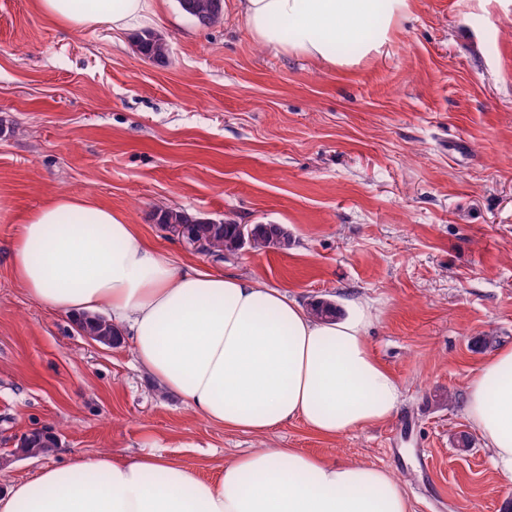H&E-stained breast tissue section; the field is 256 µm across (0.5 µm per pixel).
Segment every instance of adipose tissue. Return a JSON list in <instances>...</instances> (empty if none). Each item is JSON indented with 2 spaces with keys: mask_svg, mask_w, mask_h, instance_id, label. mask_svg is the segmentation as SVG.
<instances>
[{
  "mask_svg": "<svg viewBox=\"0 0 512 512\" xmlns=\"http://www.w3.org/2000/svg\"><path fill=\"white\" fill-rule=\"evenodd\" d=\"M79 30L156 24L164 0H34ZM266 47L348 68L357 44L381 53L408 0H236ZM8 244L24 293L66 316L103 313L129 337L137 366L208 422L270 434L287 422L335 438L390 421L401 390L368 343L373 317L353 303L324 321L259 280L176 264L169 249L87 194H61L19 220ZM464 413L512 480V347L470 376ZM0 512H412L398 479L372 464L289 448L254 449L215 478L156 453L75 455L0 492Z\"/></svg>",
  "mask_w": 512,
  "mask_h": 512,
  "instance_id": "obj_1",
  "label": "adipose tissue"
}]
</instances>
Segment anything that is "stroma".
<instances>
[{
	"mask_svg": "<svg viewBox=\"0 0 512 512\" xmlns=\"http://www.w3.org/2000/svg\"><path fill=\"white\" fill-rule=\"evenodd\" d=\"M155 31L164 64L137 52L136 30L69 31L34 0H0V489L75 454L159 444L208 478L240 452L292 448L388 468L414 512H503L512 481L463 405L468 377L512 345V0H409L381 53L348 71L260 45L236 0L210 27L167 0ZM80 193L179 264L342 313L369 303V345L401 388L394 418L334 439L298 422L227 431L151 383L129 342L99 343L26 296L6 251L17 219ZM160 206L282 224L293 244L218 258L168 237ZM41 427L55 451L19 453Z\"/></svg>",
	"mask_w": 512,
	"mask_h": 512,
	"instance_id": "35a3bbf8",
	"label": "stroma"
}]
</instances>
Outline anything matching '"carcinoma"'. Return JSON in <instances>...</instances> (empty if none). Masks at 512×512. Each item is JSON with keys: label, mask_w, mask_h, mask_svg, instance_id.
<instances>
[{"label": "carcinoma", "mask_w": 512, "mask_h": 512, "mask_svg": "<svg viewBox=\"0 0 512 512\" xmlns=\"http://www.w3.org/2000/svg\"><path fill=\"white\" fill-rule=\"evenodd\" d=\"M179 4L187 15L203 27L218 23L223 15L224 0H179ZM136 47L143 58L157 64H165L169 59V44L152 30L146 29L138 34ZM152 220L168 235L190 245H197L200 252L222 258L235 256L247 246L257 252L284 249L282 231L276 226L258 228L252 238L244 242L239 225L232 222L213 223L206 217L192 215L177 208H158L153 212ZM310 309L319 319H334L338 314L336 305L325 300L311 302ZM77 324L84 335L92 336L101 343L118 342L119 335L112 323L99 314L84 316ZM54 445L52 435L36 429L29 432L23 451L30 456H41L48 454Z\"/></svg>", "instance_id": "carcinoma-1"}]
</instances>
